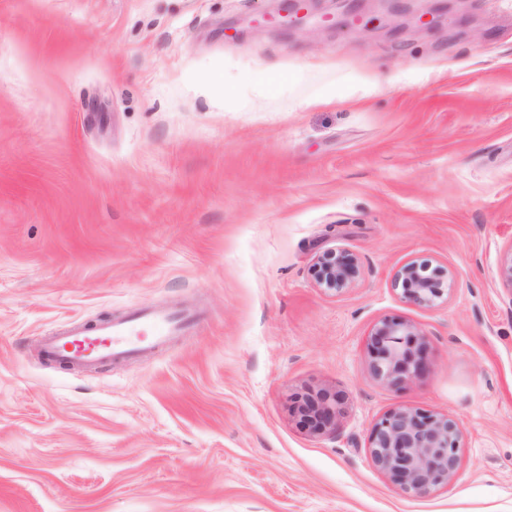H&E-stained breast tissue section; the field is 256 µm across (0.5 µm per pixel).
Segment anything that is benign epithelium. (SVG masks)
<instances>
[{
	"label": "benign epithelium",
	"instance_id": "1",
	"mask_svg": "<svg viewBox=\"0 0 512 512\" xmlns=\"http://www.w3.org/2000/svg\"><path fill=\"white\" fill-rule=\"evenodd\" d=\"M356 260L334 249L318 256L315 274L318 283L338 290L357 275ZM447 269H431L416 261L406 263L397 273L403 297L429 306L444 295ZM424 336L409 323L383 320L371 335L372 370L391 386L418 376L423 363L420 354ZM295 412L309 430L321 433L336 426L339 414L336 395L326 390L295 396ZM463 423L458 418L420 409L400 408L386 413L369 436L373 462L409 496H422L449 485L460 466V439Z\"/></svg>",
	"mask_w": 512,
	"mask_h": 512
}]
</instances>
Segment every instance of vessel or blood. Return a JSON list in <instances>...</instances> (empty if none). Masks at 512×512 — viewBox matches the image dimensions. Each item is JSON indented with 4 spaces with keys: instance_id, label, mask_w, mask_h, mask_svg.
<instances>
[{
    "instance_id": "obj_1",
    "label": "vessel or blood",
    "mask_w": 512,
    "mask_h": 512,
    "mask_svg": "<svg viewBox=\"0 0 512 512\" xmlns=\"http://www.w3.org/2000/svg\"><path fill=\"white\" fill-rule=\"evenodd\" d=\"M194 325V314L186 310L142 309L122 321L46 336L43 349L57 361L83 369L100 361L133 356L141 350L144 339L158 345L189 332Z\"/></svg>"
}]
</instances>
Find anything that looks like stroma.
<instances>
[{"mask_svg":"<svg viewBox=\"0 0 512 512\" xmlns=\"http://www.w3.org/2000/svg\"><path fill=\"white\" fill-rule=\"evenodd\" d=\"M0 0V512H512V0L438 28L361 0ZM379 76V85L368 84ZM359 274L322 288L324 251ZM444 296L405 300L411 262ZM198 327L78 373L41 336L144 308ZM424 370L372 371L381 321ZM341 398L333 430L293 408ZM461 419L408 497L368 437ZM449 272L444 267L429 269L416 261L406 263L397 273L401 282L403 297L415 304L429 306L440 299L445 292L442 288ZM424 336L409 323L383 320L371 335L372 370L391 386L418 376L422 369Z\"/></svg>","mask_w":512,"mask_h":512,"instance_id":"35a3bbf8","label":"stroma"}]
</instances>
